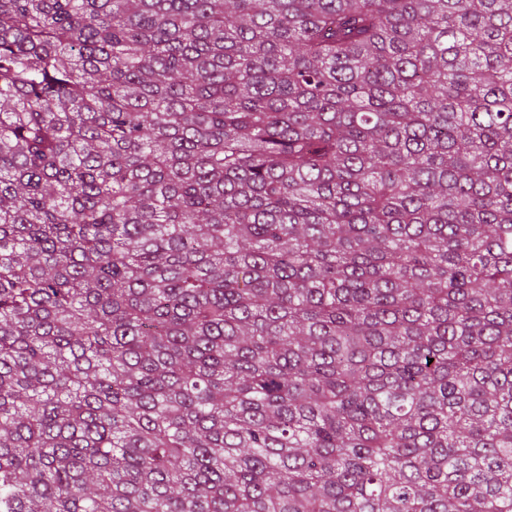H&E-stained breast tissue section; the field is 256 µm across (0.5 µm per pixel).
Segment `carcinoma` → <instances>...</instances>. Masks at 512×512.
<instances>
[{
	"instance_id": "1",
	"label": "carcinoma",
	"mask_w": 512,
	"mask_h": 512,
	"mask_svg": "<svg viewBox=\"0 0 512 512\" xmlns=\"http://www.w3.org/2000/svg\"><path fill=\"white\" fill-rule=\"evenodd\" d=\"M0 512H512V0H0Z\"/></svg>"
}]
</instances>
